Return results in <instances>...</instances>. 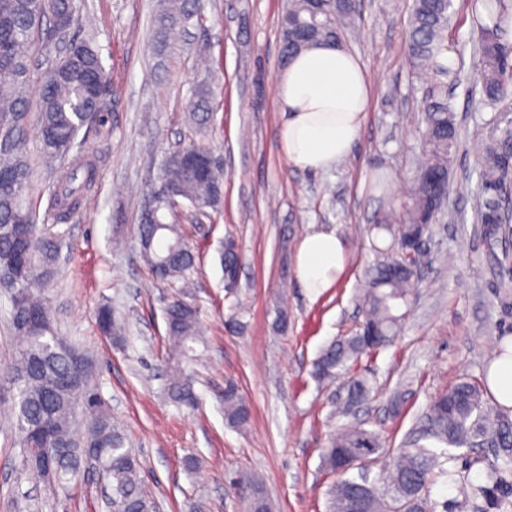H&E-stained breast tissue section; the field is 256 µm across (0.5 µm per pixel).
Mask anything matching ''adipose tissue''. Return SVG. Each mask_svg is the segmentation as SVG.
<instances>
[{"label":"adipose tissue","mask_w":512,"mask_h":512,"mask_svg":"<svg viewBox=\"0 0 512 512\" xmlns=\"http://www.w3.org/2000/svg\"><path fill=\"white\" fill-rule=\"evenodd\" d=\"M275 98L287 115L278 131L282 153L298 168L327 170L358 140L370 98L366 67L336 44L310 45L278 74ZM344 263L345 245L336 234L313 232L297 246L296 275L309 294L331 287Z\"/></svg>","instance_id":"1"}]
</instances>
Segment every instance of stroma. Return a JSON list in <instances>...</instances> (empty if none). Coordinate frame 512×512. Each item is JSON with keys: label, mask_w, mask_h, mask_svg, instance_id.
Segmentation results:
<instances>
[{"label": "stroma", "mask_w": 512, "mask_h": 512, "mask_svg": "<svg viewBox=\"0 0 512 512\" xmlns=\"http://www.w3.org/2000/svg\"><path fill=\"white\" fill-rule=\"evenodd\" d=\"M358 14L341 42L368 69L370 103L352 152L325 172L288 162L278 144L283 121L274 95L281 69L278 20L283 0H200L187 31L165 55L155 50L157 0H77L97 27L102 62L119 104L112 133L89 137L99 160L91 205L68 223L51 225L63 241L47 292L60 335L93 360L91 385L138 456L144 492L157 512H244L231 485L257 477L273 512H330L337 477L323 459L346 421L376 431L385 447L369 479L386 491L389 453L425 424L430 400L463 378L481 377L512 338V299L502 300L501 272L512 268V243L490 244L477 218L480 161L476 141L512 129V101L485 109L472 77L479 30L460 10L448 34L456 71L448 81L460 133L449 164L444 215L429 235L432 262L416 283L395 344L362 357L355 372L374 386L350 417L336 413L348 376L319 382L311 364L332 340L362 320L360 293L389 234L375 229L388 207H400L421 152L426 87L413 76L405 39L413 0H357ZM210 91L206 128L189 119L196 86ZM206 145L224 166L218 211L200 213L181 201L176 221L199 256L195 286L158 280L143 260L136 227L149 185L159 184L169 155ZM346 243L348 259L333 287L309 295L298 283L295 254L308 233ZM234 239L242 256L239 287L224 289L221 252ZM185 296L200 311L203 342L187 370L194 405L163 394L169 349L164 308ZM112 305L126 328L121 341L103 337L96 313ZM288 327L274 326L280 306ZM238 314L242 334L224 321ZM234 380L252 409L246 430L224 420V382ZM15 397L0 388V512H108L97 472L82 468L62 488L32 487L20 469L13 429ZM200 464L190 470L187 457Z\"/></svg>", "instance_id": "stroma-1"}]
</instances>
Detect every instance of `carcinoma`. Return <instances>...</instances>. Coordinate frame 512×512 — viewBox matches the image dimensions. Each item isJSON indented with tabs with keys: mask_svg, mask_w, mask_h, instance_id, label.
<instances>
[{
	"mask_svg": "<svg viewBox=\"0 0 512 512\" xmlns=\"http://www.w3.org/2000/svg\"><path fill=\"white\" fill-rule=\"evenodd\" d=\"M493 22L473 17L481 31L479 69L474 76L484 105L497 110L512 98V45L504 42L500 18L512 13V0H492ZM197 0H161L153 18L155 43L164 51L169 36L190 24ZM459 11L453 0H414L405 44L419 76L434 80L425 97L422 153L402 214L387 215L396 244L419 233H429L432 202L448 186V164L459 144L454 108L442 78L453 72L446 63L447 33ZM355 15V5L344 0H286L279 19L283 58L299 50L297 35L309 41L339 37ZM39 76L37 153L53 175L52 208L48 217L59 223L81 208L97 178L94 162L83 153L85 138L107 134L112 113L110 76L93 45L91 29L82 23L76 0H0V288L10 294L11 324L21 346L10 364L0 368V380L16 391L14 426L26 478L46 486L75 479L83 465L93 463L112 485L113 512H153L155 503L142 491L139 458L126 447V438L102 408L101 402L75 407L76 396L90 390L89 358L59 336L51 306L45 297L57 273L61 240L39 227L25 204L33 168L26 150L30 111L31 74ZM194 123L205 126L211 110L210 92L202 86L189 105ZM206 151L190 145L174 152L164 168L161 186L188 201L197 211L215 209L222 201L224 169L216 165L201 179L183 163L186 154ZM480 189L489 195L480 206V220L493 226L496 239L509 241L512 226L499 212L500 194L512 189V131L486 143L480 160ZM155 212H141L137 225L140 252L156 277L186 280L197 256L176 224L165 221L170 209L163 191L151 192ZM427 255L414 260L402 256L383 261L361 295L363 321L355 332L331 341L314 360L312 377L334 379L359 357L390 345L398 335L409 307L415 278ZM221 263L224 283L238 287L232 274L241 265L236 242H224ZM103 335L121 334L112 308L97 311ZM170 346L166 394L188 405L196 396L183 363L199 342L200 312L176 298L164 310ZM371 386L365 378L348 384L346 406L366 402ZM224 417L236 428L247 426L251 407L236 382L224 385ZM427 427L392 458L388 471L391 490L380 493L366 483L339 478L330 489L331 512H435L430 491L448 479L464 498L492 497L494 505L512 508V408L490 404L484 386L462 380L435 396L427 406ZM378 433L360 424L343 426L330 440L323 456L337 470L346 456L379 453ZM460 448H493V459L456 454ZM57 473L50 482L41 463ZM485 465L484 485L473 484L470 469ZM235 485L245 493L246 512H272L261 484L243 474Z\"/></svg>",
	"mask_w": 512,
	"mask_h": 512,
	"instance_id": "cac0c4a2",
	"label": "carcinoma"
}]
</instances>
